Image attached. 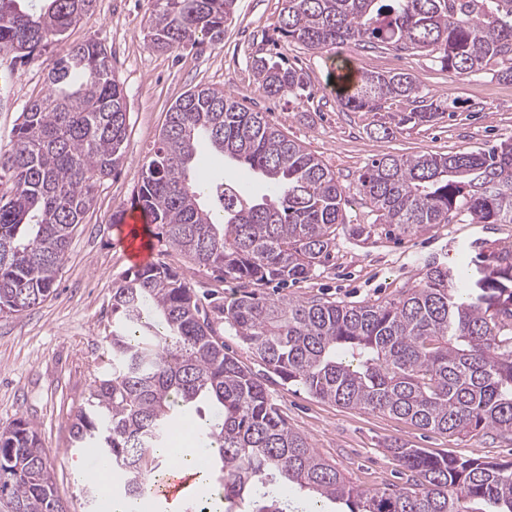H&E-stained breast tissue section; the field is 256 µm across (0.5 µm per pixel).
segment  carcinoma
I'll use <instances>...</instances> for the list:
<instances>
[{"mask_svg":"<svg viewBox=\"0 0 512 512\" xmlns=\"http://www.w3.org/2000/svg\"><path fill=\"white\" fill-rule=\"evenodd\" d=\"M95 0H0V50L22 63L88 14ZM236 0H154L149 47L173 51L216 42ZM279 29L307 48L392 46L436 55L458 75L491 71L512 80V0H283ZM47 89L21 112L0 170V314H19L56 288L97 180L125 157L127 109L112 54L90 40L48 60ZM259 90L296 95L307 83L278 62L254 63ZM338 102L381 109L420 99L402 121L430 123L447 111L407 72L353 74ZM166 113L134 206L194 264L247 284L308 277L336 246L345 189L318 157L227 92L197 86ZM205 145L259 173L270 196L250 197L194 165ZM376 220L402 234L449 224H512V137L481 151L375 158L358 177ZM229 329L283 382L313 397L392 414L449 435L492 428L512 435V250L454 271L427 267L421 283L390 301L267 300L244 292L219 310ZM108 363L75 415L70 440L96 452L134 502L159 475L166 434L182 411L209 412L200 440L210 450L225 512H288L281 489L343 501L349 512H512V463L436 456L395 441L390 451L413 482L366 495L347 484L294 432L261 378L226 352L202 297L170 266L153 263L112 294ZM0 502L9 512H68L36 425L0 429Z\"/></svg>","mask_w":512,"mask_h":512,"instance_id":"obj_1","label":"carcinoma"}]
</instances>
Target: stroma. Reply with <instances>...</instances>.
<instances>
[{
  "label": "stroma",
  "instance_id": "stroma-1",
  "mask_svg": "<svg viewBox=\"0 0 512 512\" xmlns=\"http://www.w3.org/2000/svg\"><path fill=\"white\" fill-rule=\"evenodd\" d=\"M281 7L282 0H237L223 40L165 52L149 46L152 0H96L92 11L49 49L57 55L88 40L105 45L123 89L128 125L125 160L97 181L94 205L73 234L55 294L26 312L0 315V427L19 417L35 423L70 512H110L112 500L111 486L101 485L85 468L87 452L71 447L69 438L73 416L101 372L105 338L112 330V291L136 269L112 216L132 212L148 152L169 108L188 90L199 85L223 89L265 113L335 172L346 191V221L336 227L329 257L303 281L257 286L259 296L384 301L418 285L427 262L452 267L476 253L512 247V224L457 221L412 234L384 232L358 191V176L373 157L477 151L512 136V81L484 73L458 77L432 57L391 47L311 50L281 36ZM339 56L359 72L411 73L422 90L455 106L450 115L422 125L399 124V116L413 107L406 98L387 102L377 112L345 109L327 89ZM261 58L300 70L307 82L302 95L263 94L254 73ZM45 89L40 63L24 65L13 53L0 51V147H9L26 103ZM382 126L391 127L392 135H380ZM360 225L371 227L370 237L355 235ZM153 245V262L177 267L191 287L219 290L227 305L238 297L237 281L218 280L213 269L190 263L162 237H154ZM224 344L261 377L289 427L362 492L405 484L406 471L389 451L396 439L435 454L512 463V436L492 431L449 436L393 415L324 402L268 373L232 332H225ZM96 485L101 493L92 507L83 490Z\"/></svg>",
  "mask_w": 512,
  "mask_h": 512
}]
</instances>
